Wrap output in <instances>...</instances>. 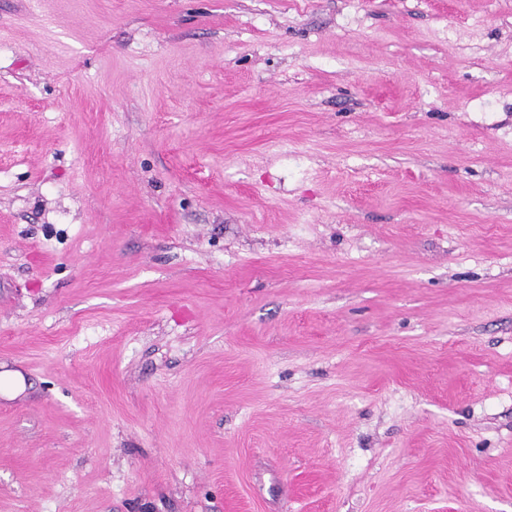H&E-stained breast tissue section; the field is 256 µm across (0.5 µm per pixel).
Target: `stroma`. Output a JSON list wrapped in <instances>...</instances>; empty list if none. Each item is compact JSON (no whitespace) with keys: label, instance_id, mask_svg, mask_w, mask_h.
Returning a JSON list of instances; mask_svg holds the SVG:
<instances>
[{"label":"stroma","instance_id":"stroma-1","mask_svg":"<svg viewBox=\"0 0 512 512\" xmlns=\"http://www.w3.org/2000/svg\"><path fill=\"white\" fill-rule=\"evenodd\" d=\"M0 512H512V0H0Z\"/></svg>","mask_w":512,"mask_h":512}]
</instances>
